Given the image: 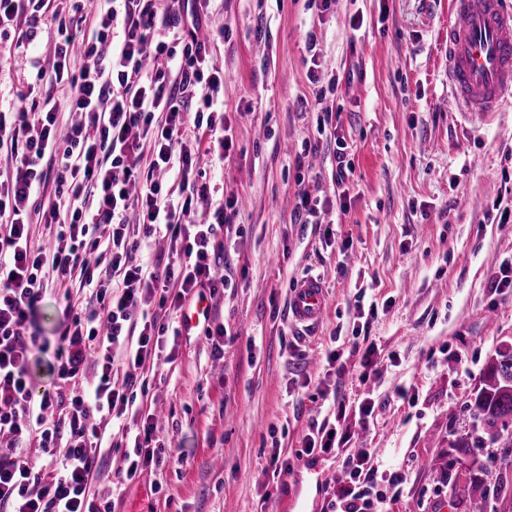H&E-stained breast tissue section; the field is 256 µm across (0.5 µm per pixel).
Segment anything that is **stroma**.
<instances>
[{"mask_svg": "<svg viewBox=\"0 0 512 512\" xmlns=\"http://www.w3.org/2000/svg\"><path fill=\"white\" fill-rule=\"evenodd\" d=\"M208 21L224 32L210 53L234 147L226 162L203 157L194 177L242 202L218 234L228 284L209 299L212 325L231 340L219 358L195 330L148 373L135 405L154 407L185 461L115 485L112 508L332 512L345 458L368 448L404 470L377 487L386 512H451L448 436L471 426L486 358L512 338V290L493 284L512 258V90L486 120L451 110L448 0H332L325 11L318 0H211ZM56 38L42 28L24 49L15 32L0 36V102L50 69ZM317 60L336 91L311 81ZM325 107L354 169L344 201L336 146L319 143ZM301 189L330 204L329 224L297 223ZM309 275L328 305L305 331L288 318V296ZM78 285L50 277L32 313L37 391L52 387ZM314 423L335 427L332 452L303 453ZM275 448L289 474L274 476Z\"/></svg>", "mask_w": 512, "mask_h": 512, "instance_id": "stroma-1", "label": "stroma"}]
</instances>
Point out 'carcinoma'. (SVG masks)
<instances>
[{
  "mask_svg": "<svg viewBox=\"0 0 512 512\" xmlns=\"http://www.w3.org/2000/svg\"><path fill=\"white\" fill-rule=\"evenodd\" d=\"M475 428L448 441L449 503L457 512H512V484L503 471L512 461L491 471L477 463L492 448H512V341L503 340L487 357L478 387L470 400Z\"/></svg>",
  "mask_w": 512,
  "mask_h": 512,
  "instance_id": "carcinoma-1",
  "label": "carcinoma"
}]
</instances>
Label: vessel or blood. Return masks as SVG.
<instances>
[{"mask_svg": "<svg viewBox=\"0 0 512 512\" xmlns=\"http://www.w3.org/2000/svg\"><path fill=\"white\" fill-rule=\"evenodd\" d=\"M449 106L465 116H491L512 88V0H449ZM327 309L320 278L304 277L288 298V317L304 329Z\"/></svg>", "mask_w": 512, "mask_h": 512, "instance_id": "obj_1", "label": "vessel or blood"}]
</instances>
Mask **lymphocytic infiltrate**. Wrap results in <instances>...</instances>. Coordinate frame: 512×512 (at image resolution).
<instances>
[{
    "label": "lymphocytic infiltrate",
    "mask_w": 512,
    "mask_h": 512,
    "mask_svg": "<svg viewBox=\"0 0 512 512\" xmlns=\"http://www.w3.org/2000/svg\"><path fill=\"white\" fill-rule=\"evenodd\" d=\"M206 2L171 0L161 13L155 0L97 7L87 63L75 72V35L61 11H50L49 0H0V30H17L19 42L33 43L50 22L58 33L50 71L36 74L50 90L17 91L8 111L0 110V145L12 149L0 170V434L14 441L0 448V512H112L109 495L93 488L108 425L132 408L133 388L150 368L174 361L183 333L172 315L226 285L216 236L232 226L239 198L230 192L213 200L209 187L190 180L202 155L223 160L233 145L214 106L223 77L201 37ZM61 84L70 88L63 101L52 92ZM64 112L81 118L60 127ZM174 169L181 175L175 189L163 179ZM50 181L55 196L46 203ZM200 209L207 223H193ZM36 214L49 247L31 244ZM160 233L167 255L139 263L137 253ZM48 266L64 279L79 276L91 303L67 304L56 382L39 394L29 374L30 324ZM87 364L96 374L88 386L80 375ZM118 365L125 369L119 384L112 380ZM157 429L153 413H142L124 443L118 479L165 466L153 445ZM24 440L37 443L50 466L22 452ZM344 468L351 486L339 512H383V498L367 491L381 475L372 453L358 452Z\"/></svg>",
    "instance_id": "f902f5d3"
}]
</instances>
